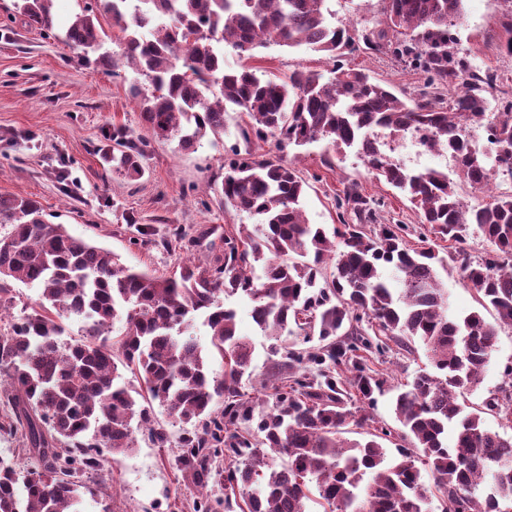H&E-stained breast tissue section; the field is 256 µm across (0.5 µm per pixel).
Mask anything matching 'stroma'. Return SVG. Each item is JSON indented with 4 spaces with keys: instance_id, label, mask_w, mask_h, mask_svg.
<instances>
[{
    "instance_id": "1",
    "label": "stroma",
    "mask_w": 512,
    "mask_h": 512,
    "mask_svg": "<svg viewBox=\"0 0 512 512\" xmlns=\"http://www.w3.org/2000/svg\"><path fill=\"white\" fill-rule=\"evenodd\" d=\"M466 10L467 19L456 31L459 45L498 73L493 99L512 100V56L501 45L512 8L505 0H479ZM246 63L281 76L295 70L325 74L333 66L324 53L275 45L255 51ZM344 63L400 89L425 81L422 73L365 50ZM131 79L127 69L103 70L81 50L47 38L24 24L13 0H0V195L35 199L74 236L110 250L125 264L170 276L184 261L208 263L211 244L233 225L249 221L246 213L223 206L216 193L243 116L229 112L223 134L208 136L194 152L178 150L173 141L150 140L144 176L128 181L107 173L102 150L111 144L113 128H141L139 107L129 94ZM295 163L308 183L302 207L309 223L328 230L337 226L336 196L354 181L365 196L380 202L387 223L408 225L409 247H422L416 211L399 191L368 172L355 150L331 155L318 142L301 148ZM136 224L153 225L161 235L179 228L186 238L173 250L136 244ZM510 365L512 328L504 326L482 383L464 395L466 404L481 407ZM135 439L133 453L106 454L98 475L103 490L85 495L82 512H102L107 505L112 512H173L175 502L194 497V489L168 465V449L140 431Z\"/></svg>"
}]
</instances>
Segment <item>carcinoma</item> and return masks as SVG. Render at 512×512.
Here are the masks:
<instances>
[{"instance_id": "1", "label": "carcinoma", "mask_w": 512, "mask_h": 512, "mask_svg": "<svg viewBox=\"0 0 512 512\" xmlns=\"http://www.w3.org/2000/svg\"><path fill=\"white\" fill-rule=\"evenodd\" d=\"M327 0H84L62 34L53 0H16L26 23L59 38L106 69L127 67L141 126L158 140L193 150L224 132L227 107L247 114L244 152L224 167L220 202L255 219L224 233L204 267L162 277L71 235L29 198L0 195V312L16 280L40 289L32 312L0 334V393L10 427L22 430L32 468L0 458V512H80L92 492L83 476L103 453L133 448L134 427L159 448L175 447L173 468L196 488L193 512H509L512 436L484 425L460 397L477 387L502 324L512 326V194L465 204L448 173L410 171L386 157L377 137L422 129L429 151L455 156L458 180L487 190L490 163L512 180V101L492 111L497 81L455 51L464 0H382L372 26L352 32L331 22ZM106 20L123 34L117 55L102 50ZM271 44L327 54L330 76L295 70L285 78L226 64ZM361 48L424 73L426 86L396 91L341 58ZM452 92L442 102L440 92ZM484 125L494 156L469 148L467 130ZM324 141L357 148L367 170L418 211L423 230L455 245L452 261L478 303L493 308L448 317L447 259L407 245L405 224H385L356 182L337 198L341 227L328 237L301 207L307 183L293 160L258 157L252 145L283 152ZM147 140L112 131L103 158L113 174L140 179ZM479 233L491 250L471 260ZM334 270L325 275L329 261ZM261 274L254 275L255 268ZM393 270L387 279L382 268ZM253 302V322L269 345L272 384L246 392L255 345L238 333L227 301ZM85 320V340L64 339L63 318ZM209 328L224 370H210L193 337ZM120 334L111 336L115 323ZM420 343L432 370L393 387L370 359ZM130 372L138 381L124 380ZM484 407L512 416V368ZM392 394L399 428L373 415L376 396ZM183 425L173 441L153 403ZM353 432L359 438L348 440ZM397 455L383 446L393 437ZM431 477L426 482L425 476Z\"/></svg>"}]
</instances>
